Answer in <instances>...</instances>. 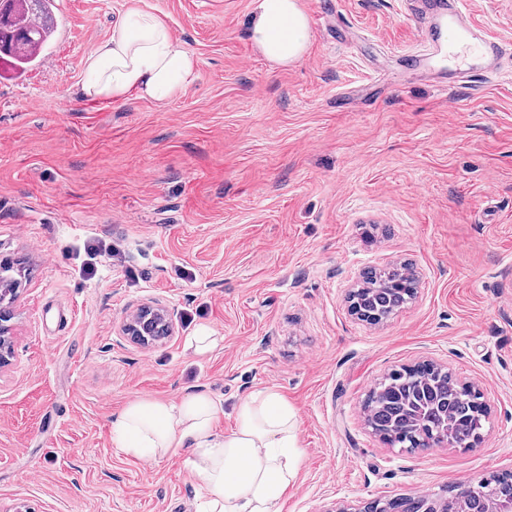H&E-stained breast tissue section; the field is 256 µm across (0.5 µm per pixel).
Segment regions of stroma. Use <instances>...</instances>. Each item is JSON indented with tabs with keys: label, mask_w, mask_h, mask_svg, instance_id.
Listing matches in <instances>:
<instances>
[{
	"label": "stroma",
	"mask_w": 512,
	"mask_h": 512,
	"mask_svg": "<svg viewBox=\"0 0 512 512\" xmlns=\"http://www.w3.org/2000/svg\"><path fill=\"white\" fill-rule=\"evenodd\" d=\"M161 18L199 77L165 108L79 99L84 63L130 7ZM255 0H54L56 32L21 75L0 69V259L30 276L0 368V512H197L185 455L127 456L128 402L201 389L235 407L273 388L303 464L280 512H357L512 472V72L441 90L407 71L404 0H336L347 47L312 32L282 67L249 36ZM473 17L512 50V0ZM112 249L94 274L84 245ZM409 263L415 299L370 325L348 296ZM144 305L172 336H123ZM209 328L198 356L187 341ZM430 360L490 408L471 448L391 447L363 403Z\"/></svg>",
	"instance_id": "1"
}]
</instances>
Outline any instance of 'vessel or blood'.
<instances>
[{
    "label": "vessel or blood",
    "mask_w": 512,
    "mask_h": 512,
    "mask_svg": "<svg viewBox=\"0 0 512 512\" xmlns=\"http://www.w3.org/2000/svg\"><path fill=\"white\" fill-rule=\"evenodd\" d=\"M407 2L423 43L421 50L410 54V61L418 63L445 55L454 62L450 75H434V82L462 84L474 77H494L502 72L507 52L498 38L474 20L466 0Z\"/></svg>",
    "instance_id": "1"
}]
</instances>
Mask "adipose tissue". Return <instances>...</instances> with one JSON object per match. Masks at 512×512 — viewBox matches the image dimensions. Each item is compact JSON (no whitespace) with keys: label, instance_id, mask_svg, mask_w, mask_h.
Returning a JSON list of instances; mask_svg holds the SVG:
<instances>
[{"label":"adipose tissue","instance_id":"obj_1","mask_svg":"<svg viewBox=\"0 0 512 512\" xmlns=\"http://www.w3.org/2000/svg\"><path fill=\"white\" fill-rule=\"evenodd\" d=\"M249 34L267 60L285 66L308 46V17L300 0H258ZM198 76L196 58L167 25L132 8L87 57L78 94L97 102L134 95L162 108ZM220 412L202 391L178 401L138 398L118 414L112 431L119 448L136 458L189 451L187 464L204 489L200 512H278L304 460L287 400L271 389L249 395L227 434L215 428Z\"/></svg>","mask_w":512,"mask_h":512}]
</instances>
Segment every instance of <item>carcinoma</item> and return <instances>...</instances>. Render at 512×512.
Masks as SVG:
<instances>
[{
    "instance_id": "carcinoma-1",
    "label": "carcinoma",
    "mask_w": 512,
    "mask_h": 512,
    "mask_svg": "<svg viewBox=\"0 0 512 512\" xmlns=\"http://www.w3.org/2000/svg\"><path fill=\"white\" fill-rule=\"evenodd\" d=\"M54 34L52 0H0V61L23 72ZM22 273L19 267L0 264V305L10 303ZM416 278L407 267L367 274L356 295L365 320L378 324L414 297ZM483 394L457 382L448 371L414 365L389 373L366 402L372 430L392 447L424 448L445 430L462 444L481 439L488 411ZM483 488L498 496H512V474L497 473L482 479ZM447 512H489L481 493L461 503L455 496L401 497L384 507L393 512H428L429 502Z\"/></svg>"
}]
</instances>
